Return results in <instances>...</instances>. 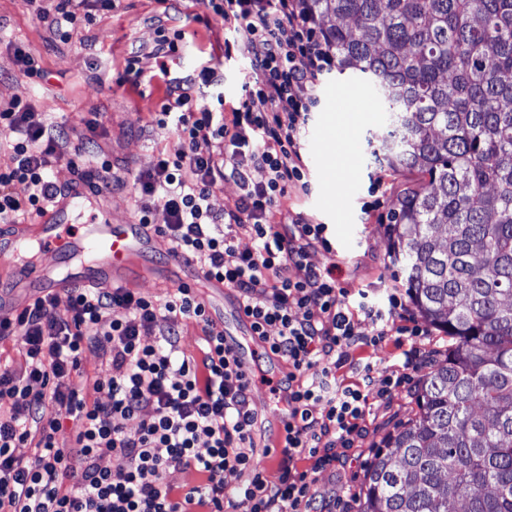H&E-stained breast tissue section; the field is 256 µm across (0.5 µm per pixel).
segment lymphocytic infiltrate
<instances>
[{"instance_id": "obj_1", "label": "lymphocytic infiltrate", "mask_w": 512, "mask_h": 512, "mask_svg": "<svg viewBox=\"0 0 512 512\" xmlns=\"http://www.w3.org/2000/svg\"><path fill=\"white\" fill-rule=\"evenodd\" d=\"M198 2L247 44L252 79L229 120L205 101L223 70L206 66L168 87L155 121L174 128L178 142L138 176L135 216L151 223L163 200L169 219L157 233L171 254L223 280L259 340L287 363V373L269 384L291 417L277 479L268 481L255 461V377L241 369L194 291L179 287L156 298L128 288H76L66 309L56 297L39 298L0 321V341L20 337L22 358L18 368H0V512H311L315 474L349 459L371 401H392L424 362L404 346L422 330L408 323L397 293L375 303L368 291L349 292L333 270L310 263L311 250L329 244L325 225L270 220L305 177L300 138L333 62L298 0ZM28 3L67 42L96 12L111 11L113 0ZM256 99L268 111H253ZM0 131L9 134L8 160L0 163L1 224L41 216L59 191L52 167L69 156L90 157L103 189L123 184L94 146L70 145L36 120L30 102L0 103ZM255 168L266 171V181H252ZM228 179L240 194L233 208L214 211L209 199ZM17 183L26 185L24 197L13 194ZM241 234L250 248L238 249ZM191 326L204 342L195 355L182 345ZM150 332L156 343L143 344ZM390 337L405 349V374L352 359L351 350ZM88 350L108 368L106 378L82 372ZM352 363L359 380L338 384L337 371ZM89 386L97 399L87 400ZM130 422L135 430H127ZM25 443L31 454L16 455ZM106 458L112 467L103 466ZM191 472L192 485L184 481Z\"/></svg>"}]
</instances>
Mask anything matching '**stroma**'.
<instances>
[{"label": "stroma", "mask_w": 512, "mask_h": 512, "mask_svg": "<svg viewBox=\"0 0 512 512\" xmlns=\"http://www.w3.org/2000/svg\"><path fill=\"white\" fill-rule=\"evenodd\" d=\"M200 12L195 0H181L178 12L167 16L155 0H116L112 11L98 15L94 24L64 43L33 16L27 0H0V102H31L37 118L62 125L75 142L88 134L84 117L99 113L107 133L96 142L124 180L108 198L115 222L134 219L137 176L152 166L158 151L172 149L177 140L172 127L154 119L167 80L182 79L206 66L223 67L224 110L230 113L239 106L242 87L250 78L248 47L233 41L231 56H223L221 48L225 40H233L231 32L219 21H198ZM161 26L185 33L180 54L166 75L150 54ZM14 43L38 57L48 73L41 84L32 83L14 65L9 50ZM135 47L142 50L138 88L122 80L125 59ZM321 89L320 102L300 139L308 186L289 189L275 218L327 225L331 246L317 248L311 262L335 268L342 287L364 288L382 298L401 289L387 256V215L400 190L418 183L419 177L375 162L372 152L385 130L386 115L366 108L362 96L369 90L364 83L327 76ZM356 111L361 120L354 128L332 126V119ZM416 409L410 393L390 403L373 401L370 414L375 423L361 443L360 459L318 474L317 495L326 498L347 487H361L376 449Z\"/></svg>", "instance_id": "stroma-1"}]
</instances>
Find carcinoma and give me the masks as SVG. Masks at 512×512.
Instances as JSON below:
<instances>
[{"label": "carcinoma", "instance_id": "cac0c4a2", "mask_svg": "<svg viewBox=\"0 0 512 512\" xmlns=\"http://www.w3.org/2000/svg\"><path fill=\"white\" fill-rule=\"evenodd\" d=\"M333 68L387 91L373 156L425 181L388 257L448 336L358 512H512V0H301Z\"/></svg>", "mask_w": 512, "mask_h": 512}]
</instances>
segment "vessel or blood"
<instances>
[{"instance_id": "1", "label": "vessel or blood", "mask_w": 512, "mask_h": 512, "mask_svg": "<svg viewBox=\"0 0 512 512\" xmlns=\"http://www.w3.org/2000/svg\"><path fill=\"white\" fill-rule=\"evenodd\" d=\"M104 194L91 191L75 179L55 198L46 213L35 221L34 235H22L21 225L0 233V264L7 266L0 279V320L11 317L36 298L62 294L82 286H127L131 259L149 257L158 250L159 235L132 221L112 223L103 207ZM88 214V224L74 226L71 217ZM39 247L41 254L55 257L57 264L44 267L18 260L25 247ZM242 369H252L264 348L250 333L225 335Z\"/></svg>"}]
</instances>
